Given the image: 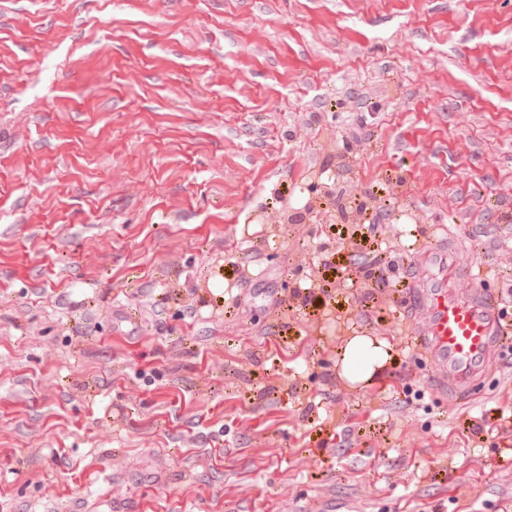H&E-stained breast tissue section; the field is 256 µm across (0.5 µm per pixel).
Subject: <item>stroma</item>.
<instances>
[{"label":"stroma","instance_id":"35a3bbf8","mask_svg":"<svg viewBox=\"0 0 512 512\" xmlns=\"http://www.w3.org/2000/svg\"><path fill=\"white\" fill-rule=\"evenodd\" d=\"M319 171L386 232L281 223ZM452 261L512 283V0H0V512H512V351L452 400L420 343ZM388 350L384 342H375L366 336H354L340 351L342 370L353 382H368L389 361Z\"/></svg>","mask_w":512,"mask_h":512}]
</instances>
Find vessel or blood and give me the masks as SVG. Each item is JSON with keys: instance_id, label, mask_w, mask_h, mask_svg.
<instances>
[{"instance_id": "1", "label": "vessel or blood", "mask_w": 512, "mask_h": 512, "mask_svg": "<svg viewBox=\"0 0 512 512\" xmlns=\"http://www.w3.org/2000/svg\"><path fill=\"white\" fill-rule=\"evenodd\" d=\"M421 302L426 312L425 345L437 363L440 382L447 384L450 394L470 392L501 344L495 297L482 291L463 296L441 284L422 292Z\"/></svg>"}]
</instances>
